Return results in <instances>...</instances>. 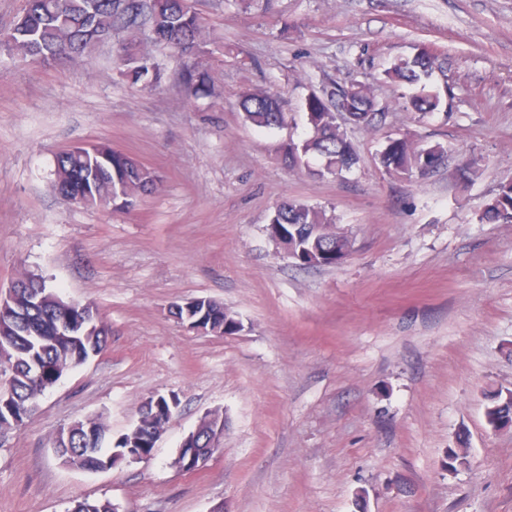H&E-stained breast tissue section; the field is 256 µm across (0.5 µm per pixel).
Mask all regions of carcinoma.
<instances>
[{
  "instance_id": "cac0c4a2",
  "label": "carcinoma",
  "mask_w": 512,
  "mask_h": 512,
  "mask_svg": "<svg viewBox=\"0 0 512 512\" xmlns=\"http://www.w3.org/2000/svg\"><path fill=\"white\" fill-rule=\"evenodd\" d=\"M125 33L121 51L133 82L157 87L162 68L151 47L164 45L184 60L181 78L193 98L209 96L213 82L209 73L185 63L207 52L204 27L189 0H25L22 15L0 31V57L22 56L44 64L59 60H87L112 35ZM445 72V59L428 48L396 59L384 70L390 83L422 86L407 99L408 108L418 115L442 109L444 101L436 91L423 89L437 72ZM344 105L352 112L355 126L367 131L377 128L379 117L372 87L363 82L350 86L330 82L305 99L310 134L299 143L281 147V158L290 169H306L314 177L338 175L351 170L359 156L348 141L346 131L336 121V112ZM244 119L260 129L281 128L286 124L280 99L261 89L249 90L240 97ZM448 150L440 144L429 148L406 137L379 153L381 166L389 173L407 178H424L445 163ZM318 158L321 166L310 167ZM158 184L155 171L134 157L106 144L95 151L56 156L54 185L65 198L79 197L85 206L94 207L99 198L112 197L129 208L137 199L152 193ZM479 221L512 224V184L500 186L498 193L484 203ZM270 223L278 224L288 235L286 247L295 256L293 263L303 269L335 267L348 256L351 240L336 231L326 210L296 200L281 202ZM205 329L219 335L239 331L237 320L224 306L204 298L200 302ZM76 314L46 283L44 277L24 274L15 283L13 294L0 302V381L9 385L13 398L9 406L0 404V431L22 427L35 409L36 399L54 385L64 371L78 366L80 354L101 351L110 335L109 325L93 328L77 340H58L50 329ZM168 408L152 417L142 445L136 452L149 454L154 432L163 424ZM485 416L488 425L499 430L512 427V392L489 397ZM106 425L99 418H87L63 428L54 440L58 457L66 465L82 470L112 468V448L101 446ZM72 512H115L108 500L77 499Z\"/></svg>"
}]
</instances>
